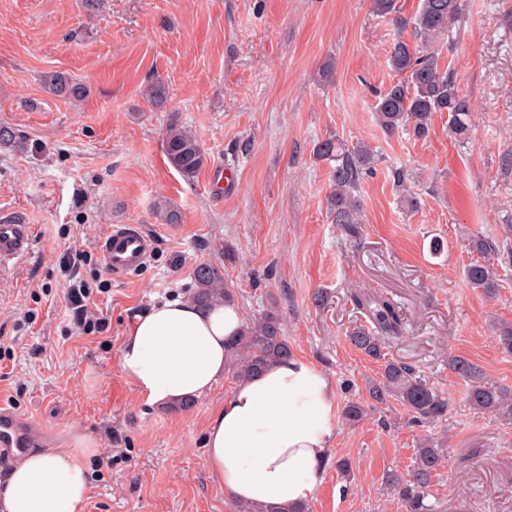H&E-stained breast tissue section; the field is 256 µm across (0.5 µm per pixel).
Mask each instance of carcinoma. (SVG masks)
<instances>
[{
    "mask_svg": "<svg viewBox=\"0 0 512 512\" xmlns=\"http://www.w3.org/2000/svg\"><path fill=\"white\" fill-rule=\"evenodd\" d=\"M374 9L381 15H396L394 21L399 26L407 25L405 19L397 16L396 0H374ZM460 11V0H421L411 18L413 41L399 40L393 45L389 64L400 78L380 93L374 106L375 122L385 133L405 130L418 139L425 138L434 114L445 112L449 137L457 142L469 139L471 103L459 95L453 72L441 58V41L449 35ZM45 85L50 94L69 101H79L87 94L82 83L64 72L47 75ZM164 150L169 164L188 181L197 176L206 162L195 135L175 116L166 124ZM315 153L317 159L332 164L327 206L335 223L352 235L358 234L360 203L355 192L364 171L375 163L373 152L363 143L350 146L337 135L329 134L318 141ZM469 247L483 257L498 251L495 241L482 236L472 237ZM466 279L471 287L488 296L496 294L499 288L497 270L486 260L470 263ZM194 282L191 299L204 308L214 302L233 301L224 275L211 265L197 267ZM349 300L369 321L367 326L356 325L348 331L350 344L366 357L382 363L381 379L371 383L369 397L377 403L394 398L420 422L442 421L448 415V399L411 367L385 360L386 340L402 332L394 303L360 289L352 291ZM290 355L292 349L283 335L281 320L271 311L244 323L226 348L227 368L237 382ZM449 367L468 380L467 401L473 409L512 422V398L504 390L480 378L474 365L464 357H452ZM365 414V406L360 402L350 401L344 407L345 419L351 425L363 420ZM445 460L444 449L436 447L433 438L427 436L415 448V462L408 473L386 474V485L406 512H430L425 503L428 488Z\"/></svg>",
    "mask_w": 512,
    "mask_h": 512,
    "instance_id": "1",
    "label": "carcinoma"
}]
</instances>
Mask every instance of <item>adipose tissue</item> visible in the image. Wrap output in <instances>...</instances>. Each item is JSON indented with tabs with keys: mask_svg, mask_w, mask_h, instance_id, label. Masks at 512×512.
I'll use <instances>...</instances> for the list:
<instances>
[{
	"mask_svg": "<svg viewBox=\"0 0 512 512\" xmlns=\"http://www.w3.org/2000/svg\"><path fill=\"white\" fill-rule=\"evenodd\" d=\"M243 323L233 304L201 309L186 298L165 301L129 330L120 366L148 403L202 396L223 378L225 345ZM337 418L336 388L312 363L291 356L239 381L213 414L206 465L233 504L296 512L325 479ZM91 440L52 453L31 451L0 487V512H85L83 454Z\"/></svg>",
	"mask_w": 512,
	"mask_h": 512,
	"instance_id": "1",
	"label": "adipose tissue"
}]
</instances>
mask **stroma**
<instances>
[{"instance_id":"1","label":"stroma","mask_w":512,"mask_h":512,"mask_svg":"<svg viewBox=\"0 0 512 512\" xmlns=\"http://www.w3.org/2000/svg\"><path fill=\"white\" fill-rule=\"evenodd\" d=\"M410 36L373 0H0V126L28 144L0 148V211L35 230L28 257L0 270V401L53 431L55 448L79 435L95 442L83 458L85 512L237 510L204 448L231 376L175 411L148 404L119 363L137 317L189 297L202 264L220 270L245 319L279 314L294 355L330 377L341 407L367 401L381 371L348 341L362 315L347 294L393 299L405 330L387 359L449 398L433 428L394 400L358 426L340 424L309 512H404L385 477L410 469L430 433L447 456L427 498L434 512H512V424L473 411L448 366L465 357L512 390V354L495 333L512 322V257H490L494 297L465 278L478 258L472 236L512 244L502 229L512 218V0H465L442 54L473 105L468 143L449 138L444 113L424 139L377 127L376 94L396 79L390 50ZM54 71L88 97L46 93ZM157 76L167 100L153 108L141 92ZM173 114L207 156L190 181L164 153ZM330 133L376 155L357 189L355 237L329 216L330 166L313 154ZM398 169L416 209L401 202ZM162 204L177 223L156 219ZM116 224L153 239L146 264L126 276L107 271L98 249ZM228 245L236 262L224 258ZM79 252L88 259L77 266ZM73 274L94 288L88 308L101 332L84 333L76 318Z\"/></svg>"}]
</instances>
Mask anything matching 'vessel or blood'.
<instances>
[{
	"instance_id": "b4317fda",
	"label": "vessel or blood",
	"mask_w": 512,
	"mask_h": 512,
	"mask_svg": "<svg viewBox=\"0 0 512 512\" xmlns=\"http://www.w3.org/2000/svg\"><path fill=\"white\" fill-rule=\"evenodd\" d=\"M33 247V227L18 213L0 214V269L27 257ZM99 251L105 268L127 275L141 269L152 251V241L139 227L113 225ZM44 431L30 418L0 405V466H6L24 448L40 443Z\"/></svg>"
}]
</instances>
